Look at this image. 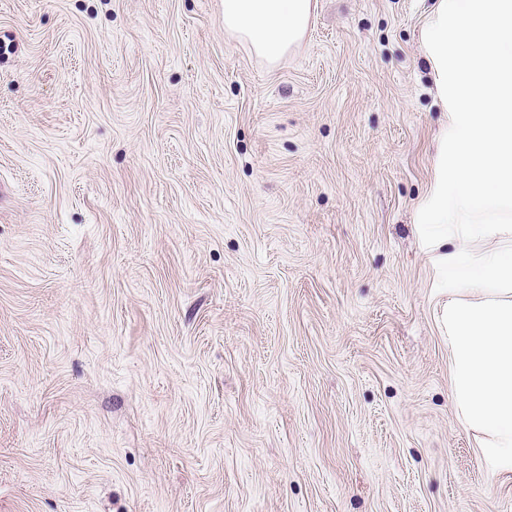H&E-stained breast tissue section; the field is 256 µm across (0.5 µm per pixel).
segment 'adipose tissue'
<instances>
[{
    "label": "adipose tissue",
    "mask_w": 512,
    "mask_h": 512,
    "mask_svg": "<svg viewBox=\"0 0 512 512\" xmlns=\"http://www.w3.org/2000/svg\"><path fill=\"white\" fill-rule=\"evenodd\" d=\"M313 0H224V28L275 62ZM424 50L448 114L429 241L448 278L456 413L485 462L512 472V0H437Z\"/></svg>",
    "instance_id": "obj_1"
}]
</instances>
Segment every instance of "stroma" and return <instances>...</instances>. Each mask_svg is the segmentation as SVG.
<instances>
[{
  "instance_id": "35a3bbf8",
  "label": "stroma",
  "mask_w": 512,
  "mask_h": 512,
  "mask_svg": "<svg viewBox=\"0 0 512 512\" xmlns=\"http://www.w3.org/2000/svg\"><path fill=\"white\" fill-rule=\"evenodd\" d=\"M0 0V512H512L419 212L435 0ZM313 0H224V29L277 62L301 39Z\"/></svg>"
}]
</instances>
